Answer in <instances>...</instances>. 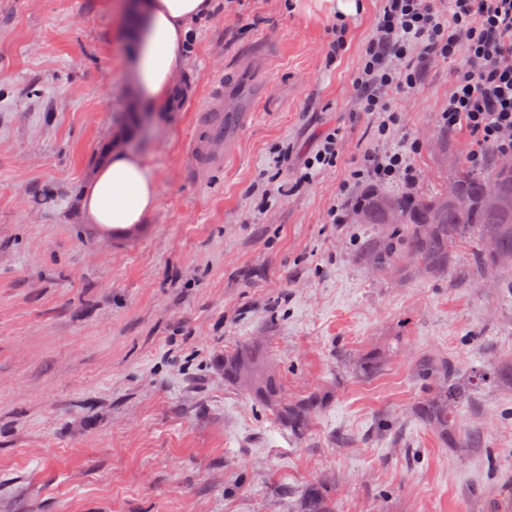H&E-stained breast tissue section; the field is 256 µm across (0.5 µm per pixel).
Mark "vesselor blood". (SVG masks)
<instances>
[{"label":"vessel or blood","mask_w":512,"mask_h":512,"mask_svg":"<svg viewBox=\"0 0 512 512\" xmlns=\"http://www.w3.org/2000/svg\"><path fill=\"white\" fill-rule=\"evenodd\" d=\"M265 101L261 86L248 88L241 81L225 79L223 90L196 107L208 133L195 140L193 156L211 160L221 158L223 149L231 147L237 134L248 125Z\"/></svg>","instance_id":"vessel-or-blood-1"}]
</instances>
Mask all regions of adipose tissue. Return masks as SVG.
<instances>
[{
	"label": "adipose tissue",
	"instance_id": "1",
	"mask_svg": "<svg viewBox=\"0 0 512 512\" xmlns=\"http://www.w3.org/2000/svg\"><path fill=\"white\" fill-rule=\"evenodd\" d=\"M138 51L134 79L141 98L170 101L186 65L185 50L195 24L213 11L212 0H133ZM158 204L156 180L142 159L111 151L87 182L81 206L87 223L123 229L143 223Z\"/></svg>",
	"mask_w": 512,
	"mask_h": 512
}]
</instances>
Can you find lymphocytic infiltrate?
<instances>
[{"label":"lymphocytic infiltrate","mask_w":512,"mask_h":512,"mask_svg":"<svg viewBox=\"0 0 512 512\" xmlns=\"http://www.w3.org/2000/svg\"><path fill=\"white\" fill-rule=\"evenodd\" d=\"M380 2L350 88L377 143L363 151L337 192L327 214L332 224L350 223L355 194L393 182L410 190L421 179L413 156L425 143L423 134L408 137L395 151L379 147L394 136L403 113L423 111L417 90L421 64L458 63L441 120L449 131L468 133V163L482 167L491 153L512 160V0H449L445 9L437 0ZM344 139L339 128L325 133L297 171L295 186L335 167Z\"/></svg>","instance_id":"obj_1"}]
</instances>
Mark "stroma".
I'll return each mask as SVG.
<instances>
[{
    "label": "stroma",
    "mask_w": 512,
    "mask_h": 512,
    "mask_svg": "<svg viewBox=\"0 0 512 512\" xmlns=\"http://www.w3.org/2000/svg\"><path fill=\"white\" fill-rule=\"evenodd\" d=\"M114 2L0 0V512H288L321 480L339 512H496L512 494V385L483 384L460 408L481 447L444 448L410 413L425 389L407 360L372 379L350 370L398 337L466 373L512 356V295L374 270L360 244L385 225L327 221L372 138L349 87L379 0H214L169 111L138 96L133 20ZM340 17L349 43L331 62ZM247 54L269 108L229 161L192 176L201 129L186 100ZM453 71L422 66L425 108L384 144L429 132L419 195L466 158L465 134L440 120ZM336 127V167L259 211L279 145L286 181ZM111 148L141 154L157 183L132 235H102L80 208ZM244 341L264 345L289 394L336 383L303 443L225 382L220 359Z\"/></svg>",
    "instance_id": "35a3bbf8"
}]
</instances>
